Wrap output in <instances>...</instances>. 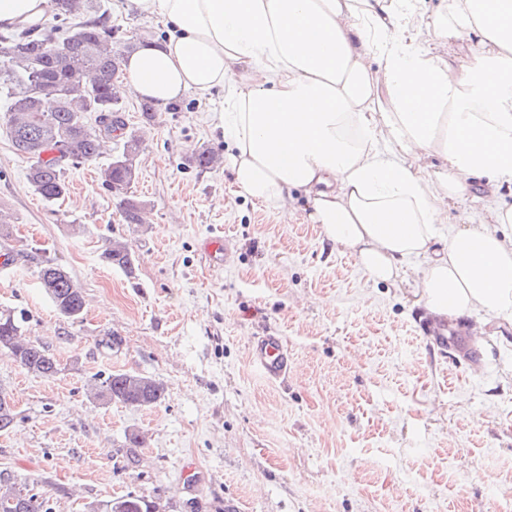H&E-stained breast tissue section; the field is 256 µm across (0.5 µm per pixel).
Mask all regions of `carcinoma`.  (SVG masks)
<instances>
[{"label": "carcinoma", "mask_w": 512, "mask_h": 512, "mask_svg": "<svg viewBox=\"0 0 512 512\" xmlns=\"http://www.w3.org/2000/svg\"><path fill=\"white\" fill-rule=\"evenodd\" d=\"M57 24L29 35L0 34V87L11 90L6 125L16 154L30 162L28 179L36 193L57 202L69 193L65 171L78 162L93 161L102 143L112 133L125 129L124 116L117 108L120 99L118 71L123 56L133 49L112 44V26L99 15L97 0H54ZM95 13L92 20L81 17ZM55 103L45 109V102ZM99 113L98 125L88 124V115ZM143 136L133 133L123 150L101 171L105 186L120 197V209L128 224L141 223L145 203L129 194L137 178L136 159ZM104 261L133 275L134 257L128 243L110 239ZM40 287L58 313L75 321L83 318L86 299L63 266L46 263L37 272ZM23 319L14 312L0 311V350L36 377L53 378L60 363L38 339L26 337ZM94 396L137 408H154L164 400L163 384L130 371H115L94 387ZM18 413L13 396L0 391V432L16 423ZM23 496L14 488H0V512H45L43 502L29 483ZM90 512H158L155 502L127 493L99 505Z\"/></svg>", "instance_id": "cac0c4a2"}]
</instances>
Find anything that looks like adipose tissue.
Listing matches in <instances>:
<instances>
[{"mask_svg":"<svg viewBox=\"0 0 512 512\" xmlns=\"http://www.w3.org/2000/svg\"><path fill=\"white\" fill-rule=\"evenodd\" d=\"M131 2L173 29L125 58L126 92L221 95L239 193L288 221L303 192L369 279L421 258L430 314L512 324V0ZM474 178L480 216L449 224Z\"/></svg>","mask_w":512,"mask_h":512,"instance_id":"ef3b65f1","label":"adipose tissue"}]
</instances>
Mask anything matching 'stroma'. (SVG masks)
<instances>
[{
	"instance_id": "35a3bbf8",
	"label": "stroma",
	"mask_w": 512,
	"mask_h": 512,
	"mask_svg": "<svg viewBox=\"0 0 512 512\" xmlns=\"http://www.w3.org/2000/svg\"><path fill=\"white\" fill-rule=\"evenodd\" d=\"M103 2L115 47L164 40L165 24L131 0ZM142 106L121 97L144 138L131 190L147 207L134 225L99 176L124 135L68 167V197L49 203L0 122V210L14 227L0 254L19 255L0 273L14 281L0 306L63 366L40 378L0 354V387L19 411L0 432V471L33 481L48 512L127 493L160 512H512V328L473 313L457 323L472 351L433 349L418 329L420 261L398 284L374 283L320 225L279 223L237 193L227 166L194 167V150L230 151L210 120L221 99L190 93L150 121ZM210 233L230 240L224 268L199 252ZM110 238L131 245L134 275L102 260ZM48 261L83 289L81 321L66 322L40 288ZM269 332L291 364L276 383L249 360ZM118 370L163 382L162 404L88 397L90 379ZM136 431L139 448L126 440Z\"/></svg>"
}]
</instances>
